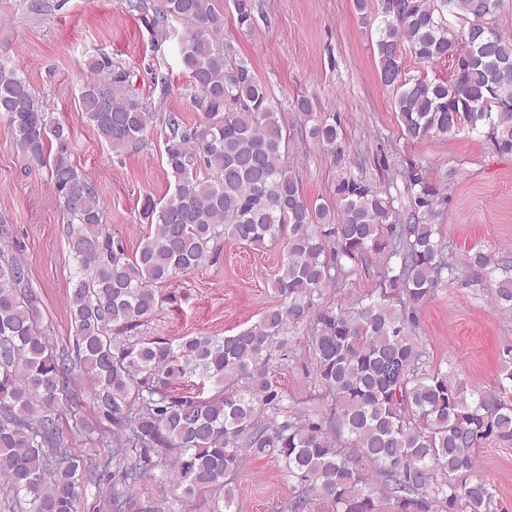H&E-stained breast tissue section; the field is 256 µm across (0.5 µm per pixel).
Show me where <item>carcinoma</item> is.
I'll list each match as a JSON object with an SVG mask.
<instances>
[{
  "label": "carcinoma",
  "instance_id": "carcinoma-1",
  "mask_svg": "<svg viewBox=\"0 0 512 512\" xmlns=\"http://www.w3.org/2000/svg\"><path fill=\"white\" fill-rule=\"evenodd\" d=\"M362 25L375 26L379 78L393 91L404 135H448L487 125L495 150L512 155V40L498 30L503 0H354ZM153 29L180 21L179 58L206 121L168 116L165 162L172 191L143 198L147 230L131 257L102 224L97 186L71 159L63 126L50 124L30 84L0 61V118L16 144L48 174L70 217L64 228L75 262L68 306L72 349L54 350L39 322L29 271L0 242V477L26 512H81L86 468L71 452L77 428L61 424L66 374L87 375L88 393L113 425L108 496L123 512L146 474L161 470L171 491L222 494L234 512L230 476L243 457L277 460L293 483L288 512H500L496 488L479 472L478 449L512 442V347L496 382L467 389L435 366L413 335L435 292L477 269L492 299L512 312V269L472 247L453 260L434 224L443 198L426 167L406 163L405 210L362 175L315 203L287 167L277 102L248 60L229 58L224 14L214 0H165L150 10L127 0ZM251 26L252 0H234ZM457 20L453 27L445 16ZM452 62L447 79L402 76L401 60ZM83 112L113 152L143 140L153 115L127 89L107 57L89 63ZM310 135L336 148L337 123L318 120ZM284 245L273 288L278 304L241 331L177 343L114 336L144 325L162 303L159 287L216 260L221 241ZM385 260L380 288L332 308L324 291L346 265ZM307 324L313 372L330 403L290 410L269 379L270 363ZM195 381L197 393L172 388ZM221 394L203 396L206 384ZM161 449L174 451L160 461ZM377 477L384 492L372 482Z\"/></svg>",
  "mask_w": 512,
  "mask_h": 512
}]
</instances>
